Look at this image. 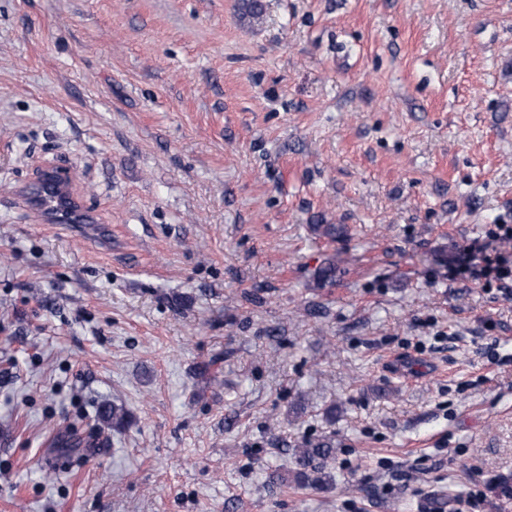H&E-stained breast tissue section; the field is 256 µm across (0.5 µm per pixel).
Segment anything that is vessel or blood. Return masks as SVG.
I'll use <instances>...</instances> for the list:
<instances>
[{
	"label": "vessel or blood",
	"mask_w": 512,
	"mask_h": 512,
	"mask_svg": "<svg viewBox=\"0 0 512 512\" xmlns=\"http://www.w3.org/2000/svg\"><path fill=\"white\" fill-rule=\"evenodd\" d=\"M67 174L46 171L38 187L27 197L29 207L48 224H74L80 227L97 223V216L69 191Z\"/></svg>",
	"instance_id": "obj_1"
}]
</instances>
